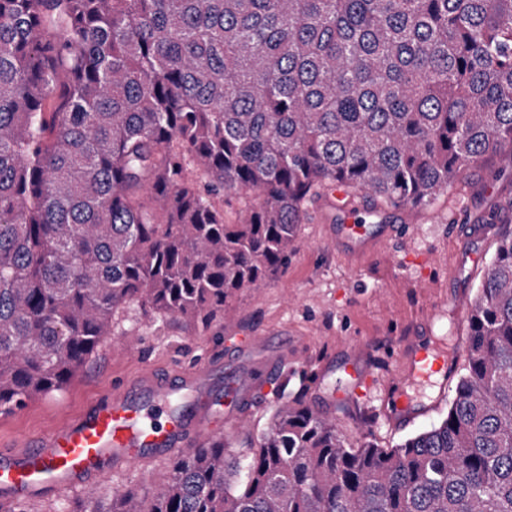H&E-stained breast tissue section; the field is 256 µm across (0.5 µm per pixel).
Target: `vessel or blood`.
<instances>
[{"label": "vessel or blood", "mask_w": 512, "mask_h": 512, "mask_svg": "<svg viewBox=\"0 0 512 512\" xmlns=\"http://www.w3.org/2000/svg\"><path fill=\"white\" fill-rule=\"evenodd\" d=\"M384 235L359 230L337 235L332 244L346 257L371 252ZM261 339L250 336L226 353L223 363H208L162 377L145 374L120 383L97 398L77 419L55 425L36 438L19 440L18 450H0V512L29 503L33 490L59 494L98 490L113 472L184 454L222 437L217 413L243 423L260 406V386L276 379L281 367L255 358ZM459 357L439 350L429 327L418 328L404 342L397 374L387 382L383 412L403 427L425 412L404 391L405 384L438 378L451 380ZM349 396L368 395L374 375L348 362ZM224 376V394H215L216 374Z\"/></svg>", "instance_id": "vessel-or-blood-1"}]
</instances>
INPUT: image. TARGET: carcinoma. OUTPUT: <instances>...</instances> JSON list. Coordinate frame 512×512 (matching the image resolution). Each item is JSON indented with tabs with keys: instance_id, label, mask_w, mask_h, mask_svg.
<instances>
[{
	"instance_id": "1",
	"label": "carcinoma",
	"mask_w": 512,
	"mask_h": 512,
	"mask_svg": "<svg viewBox=\"0 0 512 512\" xmlns=\"http://www.w3.org/2000/svg\"><path fill=\"white\" fill-rule=\"evenodd\" d=\"M512 170V0H0V414L138 305L209 327L343 188L426 204ZM242 199L235 222L215 198ZM448 415L393 448L284 402L72 512H512V230Z\"/></svg>"
}]
</instances>
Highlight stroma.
I'll return each instance as SVG.
<instances>
[{"mask_svg":"<svg viewBox=\"0 0 512 512\" xmlns=\"http://www.w3.org/2000/svg\"><path fill=\"white\" fill-rule=\"evenodd\" d=\"M498 157H487L469 170L447 195L425 206H407L373 214L364 194L328 190L309 203L294 250L283 271L257 291L244 292L231 309L202 331L183 319L156 320L136 306L116 311L112 334L64 389L27 402L0 419V445L35 436L54 423L81 416L96 396L115 382L142 373L160 376L197 366L225 353L246 336H271L273 345L304 338L292 361L272 385L265 405L230 431L227 444L246 456L270 416L285 401L303 400L333 419L348 438L368 437L382 448L439 423L448 412L432 382L409 384L408 395L430 405L428 414L404 428L383 416V380L393 367L391 356L403 336L426 323L431 302L446 301L448 314L436 319L440 348L464 347L467 323L456 322L455 307L471 310L501 235L512 227V175L501 173ZM490 224L481 239L478 265L458 267L456 224ZM358 228L406 224L414 236L383 246L348 263L326 244L337 225ZM456 276H449L450 267ZM358 359L375 370L379 386L362 399L341 393L349 376L345 364Z\"/></svg>","mask_w":512,"mask_h":512,"instance_id":"1","label":"stroma"}]
</instances>
